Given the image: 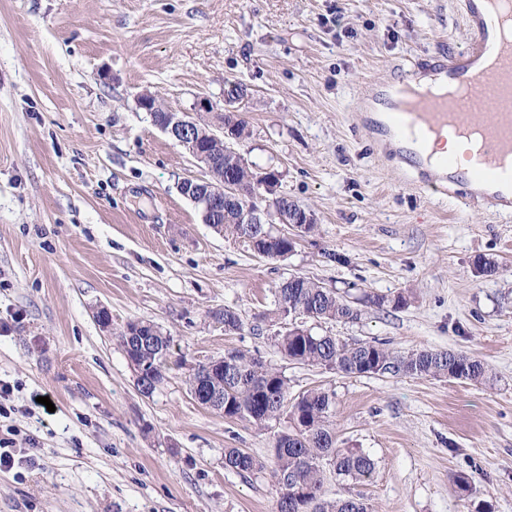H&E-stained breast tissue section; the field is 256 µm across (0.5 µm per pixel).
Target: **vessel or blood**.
<instances>
[{"instance_id":"obj_1","label":"vessel or blood","mask_w":512,"mask_h":512,"mask_svg":"<svg viewBox=\"0 0 512 512\" xmlns=\"http://www.w3.org/2000/svg\"><path fill=\"white\" fill-rule=\"evenodd\" d=\"M502 8L503 0H463L467 45L417 60L411 71L377 83L371 124L379 136L394 139L409 181L422 193L469 207L487 204L511 220L512 36L493 38L484 24ZM418 78L444 88L465 85L471 93L464 99L421 94L412 87ZM448 129L486 139L491 148L464 166L452 156L432 158L428 140Z\"/></svg>"}]
</instances>
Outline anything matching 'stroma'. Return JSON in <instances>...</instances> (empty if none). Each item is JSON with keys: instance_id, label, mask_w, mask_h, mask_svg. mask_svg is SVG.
I'll return each instance as SVG.
<instances>
[{"instance_id": "stroma-1", "label": "stroma", "mask_w": 512, "mask_h": 512, "mask_svg": "<svg viewBox=\"0 0 512 512\" xmlns=\"http://www.w3.org/2000/svg\"><path fill=\"white\" fill-rule=\"evenodd\" d=\"M467 37L459 0H0V426L15 459L0 512H273L282 423L224 418L189 391L192 367L232 349L281 369L291 396L333 393L337 444L375 471L326 473L324 497L512 512V221L409 185L357 106L367 85ZM228 81L248 89L237 150L317 218L284 260L204 223L179 189L203 169L137 105L146 90L194 112ZM482 260L495 272L479 274ZM293 274L408 298L312 332L462 352L489 382L288 361L259 316ZM226 307L241 331L225 333ZM133 321L171 338L149 396L118 341ZM228 448L265 470L226 468Z\"/></svg>"}]
</instances>
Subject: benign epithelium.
Masks as SVG:
<instances>
[{
  "mask_svg": "<svg viewBox=\"0 0 512 512\" xmlns=\"http://www.w3.org/2000/svg\"><path fill=\"white\" fill-rule=\"evenodd\" d=\"M163 121L159 128L165 132L176 145L183 148L198 165L210 175L208 179H186L181 182L180 192L197 205L204 207L205 214L211 215L222 209L239 211L245 224H287L293 229H301L317 223L315 214L310 210L289 200L276 209L270 208V195L278 180V172L268 169L261 173L259 188L250 196L241 191V183L230 174L219 179L213 177V159L210 147H200V140H213L223 148V152L234 157L237 168L247 171L250 164L239 153L234 144L226 141V135L215 132L204 134L200 122L189 113L178 114L170 109L163 110Z\"/></svg>",
  "mask_w": 512,
  "mask_h": 512,
  "instance_id": "benign-epithelium-1",
  "label": "benign epithelium"
}]
</instances>
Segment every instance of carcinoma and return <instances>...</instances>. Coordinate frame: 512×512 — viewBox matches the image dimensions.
<instances>
[{"label":"carcinoma","instance_id":"carcinoma-1","mask_svg":"<svg viewBox=\"0 0 512 512\" xmlns=\"http://www.w3.org/2000/svg\"><path fill=\"white\" fill-rule=\"evenodd\" d=\"M224 127L237 138L248 135L245 120L233 112L218 116ZM212 228L245 243L259 256L276 261L284 259L295 248V241L285 234H274L263 224H242L239 214H220ZM282 298L275 299L270 321L283 323L294 311L323 321L354 322L359 319V306L378 308L390 305L394 310L407 305L402 293L393 297L364 293L352 301L333 288H326L305 277L282 280L275 288ZM224 331L241 330L239 315L230 308L218 313ZM150 343L128 352L139 368L153 374L155 386L164 381L163 351L170 339L159 328H144ZM274 346L288 360L324 367L344 375L394 374L411 377L453 378L482 384L488 370L480 360L451 350H414L397 353L383 342L348 343L330 334L318 335L303 325L283 327L271 336ZM227 354L235 362V371L221 373L209 363L192 369L189 386L192 397L201 405L224 414L229 419L245 420L258 428L286 416L284 429L273 445V478L277 488L275 512H368L358 498L325 500L321 495L324 466L338 476L360 481L369 478L375 463L360 448L336 445L332 416L333 396L322 390L308 391L289 399L288 379L279 369L260 358L240 351ZM225 467L239 473L263 468L262 462L240 448H229L224 454Z\"/></svg>","mask_w":512,"mask_h":512}]
</instances>
